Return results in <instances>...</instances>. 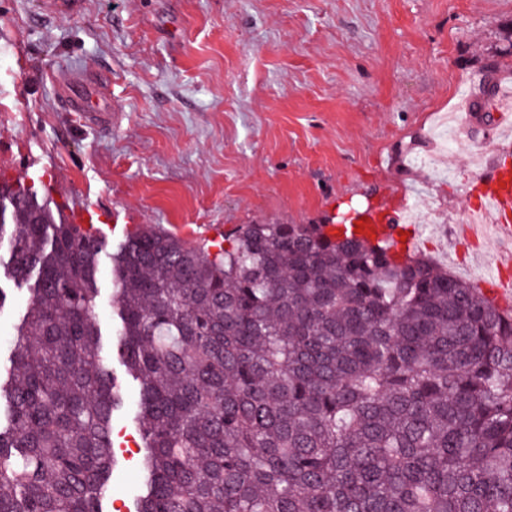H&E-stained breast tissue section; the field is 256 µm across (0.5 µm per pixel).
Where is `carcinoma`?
Wrapping results in <instances>:
<instances>
[{
	"label": "carcinoma",
	"instance_id": "obj_1",
	"mask_svg": "<svg viewBox=\"0 0 512 512\" xmlns=\"http://www.w3.org/2000/svg\"><path fill=\"white\" fill-rule=\"evenodd\" d=\"M1 194L30 299L0 379V512H103L124 396L102 250L31 188ZM390 248L324 224L211 248L147 224L112 251L136 512H512V308Z\"/></svg>",
	"mask_w": 512,
	"mask_h": 512
}]
</instances>
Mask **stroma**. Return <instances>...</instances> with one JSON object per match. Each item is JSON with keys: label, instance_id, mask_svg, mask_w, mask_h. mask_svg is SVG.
<instances>
[{"label": "stroma", "instance_id": "obj_1", "mask_svg": "<svg viewBox=\"0 0 512 512\" xmlns=\"http://www.w3.org/2000/svg\"><path fill=\"white\" fill-rule=\"evenodd\" d=\"M0 0V181L65 217L109 215L119 240L157 225L191 244L243 224H327L369 203L415 205L413 249L474 287L512 279V255L460 246L479 205L489 116L448 132L489 77L512 87V0ZM84 96L99 120L69 111ZM0 376L29 294L4 270ZM105 512L134 506L138 390L125 386Z\"/></svg>", "mask_w": 512, "mask_h": 512}]
</instances>
